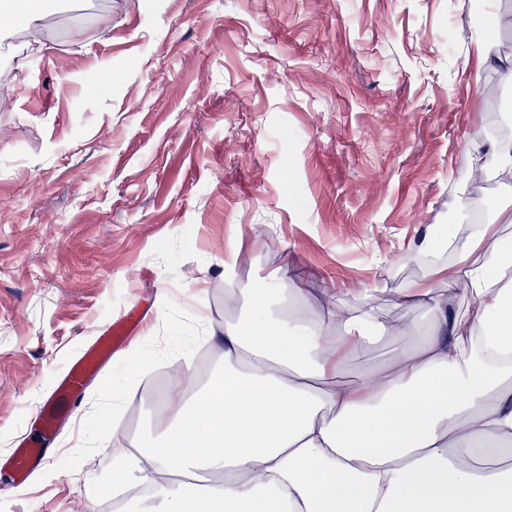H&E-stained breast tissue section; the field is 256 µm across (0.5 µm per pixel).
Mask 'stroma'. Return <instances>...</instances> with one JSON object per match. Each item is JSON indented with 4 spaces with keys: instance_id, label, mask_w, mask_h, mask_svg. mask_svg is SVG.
I'll return each mask as SVG.
<instances>
[{
    "instance_id": "35a3bbf8",
    "label": "stroma",
    "mask_w": 512,
    "mask_h": 512,
    "mask_svg": "<svg viewBox=\"0 0 512 512\" xmlns=\"http://www.w3.org/2000/svg\"><path fill=\"white\" fill-rule=\"evenodd\" d=\"M47 52L0 40V461L39 428L62 375L126 314L125 348L62 413L25 484L0 470V512H98L125 476L104 443L149 441L142 385L182 379L201 323L237 319L224 286L304 282L403 323L424 226L503 204L493 138L512 86L480 66L483 0H36ZM350 355L353 383L399 349ZM137 359V371L127 368Z\"/></svg>"
}]
</instances>
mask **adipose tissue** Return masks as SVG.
<instances>
[{
    "label": "adipose tissue",
    "instance_id": "1",
    "mask_svg": "<svg viewBox=\"0 0 512 512\" xmlns=\"http://www.w3.org/2000/svg\"><path fill=\"white\" fill-rule=\"evenodd\" d=\"M447 236L441 274L473 297L460 316L427 282L403 290L397 326L295 286L242 289L225 320L223 370L166 398L162 439L113 449L161 512H512V239ZM480 260H473V253ZM402 339L385 365L342 382L344 358Z\"/></svg>",
    "mask_w": 512,
    "mask_h": 512
}]
</instances>
